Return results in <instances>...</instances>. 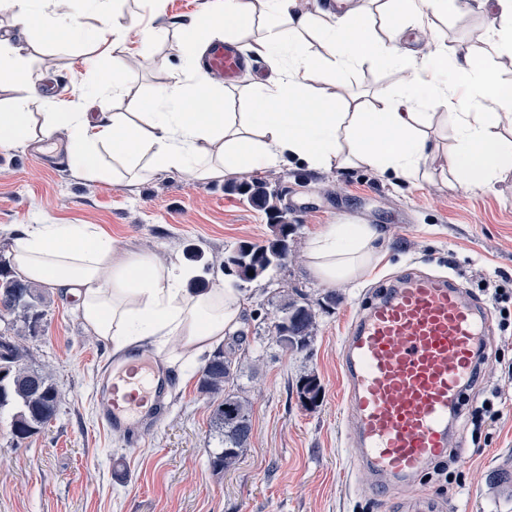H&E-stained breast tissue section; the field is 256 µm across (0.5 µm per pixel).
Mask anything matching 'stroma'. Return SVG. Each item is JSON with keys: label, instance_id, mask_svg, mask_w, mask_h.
<instances>
[{"label": "stroma", "instance_id": "35a3bbf8", "mask_svg": "<svg viewBox=\"0 0 512 512\" xmlns=\"http://www.w3.org/2000/svg\"><path fill=\"white\" fill-rule=\"evenodd\" d=\"M212 0H118L117 8L139 27L168 28L166 37L92 47L64 44L39 30L15 39L26 58L31 86L0 87V107L66 81L59 99L87 103L101 71L113 60H130L125 111L132 99L151 98L179 76L181 37L172 21L207 14ZM492 16L452 11L434 18L433 34L449 55L470 54L512 83V59L491 52L484 34ZM343 94L395 95L391 69L364 64L345 72ZM27 143L0 151V257H9V231L24 224H94L114 244L191 265L194 253L228 255L241 242L270 235L266 215L247 203L227 180L192 181L159 172L132 186L87 176L71 167L54 170ZM282 194L286 222L294 224L297 258L277 273L236 282L222 268L207 271L202 287L237 284L245 297L241 336L248 347L237 383L252 408V431L239 462L213 471L209 455L212 397L200 393L199 368L172 367L171 403L139 441L104 429L97 421L99 369L112 350L89 333L77 301L45 287L44 315L36 335L22 337L35 361L49 371L61 395L50 426L22 443L10 434L9 413L0 414V512H408L421 496L441 512H512V386L502 394V419L484 430L481 447L471 443L468 418H459L457 457L447 475L428 473L413 485L376 496L370 478L352 458L355 422L349 415L341 373L348 329L368 297L391 284L396 273L416 268L453 278L471 289L483 276L512 279V171L491 189L467 191L441 172L416 184L368 167L309 170L299 163L265 170ZM354 219L375 227L380 260L356 282L325 286L310 274L304 252L329 225ZM295 288L318 307L310 350L285 352L273 340V317L283 289ZM336 303L324 306L327 296ZM321 385L317 407L296 395L300 376Z\"/></svg>", "mask_w": 512, "mask_h": 512}]
</instances>
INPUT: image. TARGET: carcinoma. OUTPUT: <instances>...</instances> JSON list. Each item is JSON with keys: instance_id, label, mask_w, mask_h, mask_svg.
I'll use <instances>...</instances> for the list:
<instances>
[{"instance_id": "carcinoma-1", "label": "carcinoma", "mask_w": 512, "mask_h": 512, "mask_svg": "<svg viewBox=\"0 0 512 512\" xmlns=\"http://www.w3.org/2000/svg\"><path fill=\"white\" fill-rule=\"evenodd\" d=\"M241 186L253 206L266 212L279 210L280 197L271 182H243ZM271 228L272 236L264 243H241L220 261V266L226 271L235 269L237 276L247 282L286 266L293 256L294 225L273 224ZM250 271L254 275H248ZM42 302L40 287L17 278L8 263L0 260V316L19 318L33 335L43 316ZM315 320L316 312L303 294L284 295L274 322L275 343L286 352L309 349ZM239 364L240 359L220 348L200 370L201 391L223 397L214 405L211 416V429L219 444L210 457V465L216 472L227 470L236 463L251 435L248 402L232 389ZM320 392L316 377L301 378L297 393L304 405H316ZM59 405V392L52 378L29 361V352L24 345L0 333V410L13 408L10 421L13 440L19 444L45 429L55 419Z\"/></svg>"}]
</instances>
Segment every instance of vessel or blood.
I'll return each mask as SVG.
<instances>
[{
    "instance_id": "obj_1",
    "label": "vessel or blood",
    "mask_w": 512,
    "mask_h": 512,
    "mask_svg": "<svg viewBox=\"0 0 512 512\" xmlns=\"http://www.w3.org/2000/svg\"><path fill=\"white\" fill-rule=\"evenodd\" d=\"M205 69L234 82L238 50L210 45ZM488 308L453 280L412 270L371 298L352 322L342 368L346 401L356 421L352 454L375 491L414 482L446 456L450 422L473 381ZM138 377L111 368L100 379L98 417L116 433L147 425L167 407L171 379L153 354L139 355Z\"/></svg>"
}]
</instances>
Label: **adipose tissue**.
<instances>
[{"label": "adipose tissue", "mask_w": 512, "mask_h": 512, "mask_svg": "<svg viewBox=\"0 0 512 512\" xmlns=\"http://www.w3.org/2000/svg\"><path fill=\"white\" fill-rule=\"evenodd\" d=\"M20 29L71 38L81 32L76 14L59 0H11ZM213 0L209 14L175 21L190 55L183 77L150 100L113 109L131 75L117 61L98 76L91 106L54 103L34 127L26 100L0 111V150L67 132L68 165L113 183L134 184L160 171L198 181L225 172L271 169L294 157L318 170L366 166L413 182L433 171L438 151L421 123L420 107L444 111L458 143L445 168L463 188H490L512 168V87L470 58L449 61L442 43L426 42L433 19L456 10L458 0ZM470 10L494 14L485 40L512 57V0H468ZM386 14V40L372 35L374 12ZM417 32L416 48L405 31ZM316 38L325 57L309 54ZM252 42L275 76L257 94L228 101L201 68L198 55L216 41ZM371 61L400 74L402 91L342 109L335 89L349 69ZM208 109L195 111L199 99ZM378 233L348 221L310 240L307 266L322 284L359 278L376 258ZM11 260L23 277L77 297L87 330L110 342L114 354L152 345L169 361L202 355L241 327L244 298L231 285L196 291L197 270L156 256L123 251L93 224H25L12 233Z\"/></svg>", "instance_id": "adipose-tissue-1"}]
</instances>
